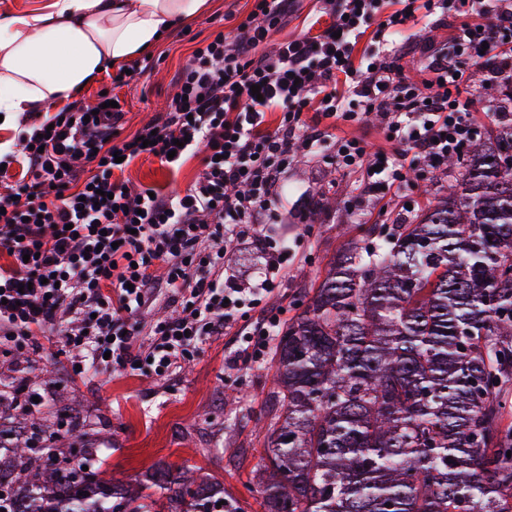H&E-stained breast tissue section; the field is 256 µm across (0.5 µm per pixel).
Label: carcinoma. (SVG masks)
I'll return each mask as SVG.
<instances>
[{"mask_svg":"<svg viewBox=\"0 0 512 512\" xmlns=\"http://www.w3.org/2000/svg\"><path fill=\"white\" fill-rule=\"evenodd\" d=\"M509 150L503 132L448 158V195L349 242L278 331L262 512H512ZM40 440L0 456V512H148L153 487L168 512H242L188 469L114 485L82 443Z\"/></svg>","mask_w":512,"mask_h":512,"instance_id":"obj_1","label":"carcinoma"}]
</instances>
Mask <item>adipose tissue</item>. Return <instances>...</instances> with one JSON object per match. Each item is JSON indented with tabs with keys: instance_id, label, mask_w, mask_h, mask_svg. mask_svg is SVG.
Instances as JSON below:
<instances>
[{
	"instance_id": "1",
	"label": "adipose tissue",
	"mask_w": 512,
	"mask_h": 512,
	"mask_svg": "<svg viewBox=\"0 0 512 512\" xmlns=\"http://www.w3.org/2000/svg\"><path fill=\"white\" fill-rule=\"evenodd\" d=\"M207 0H51L44 11L0 17V119L49 111L101 68L148 52Z\"/></svg>"
}]
</instances>
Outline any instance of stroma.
<instances>
[{
  "label": "stroma",
  "instance_id": "obj_1",
  "mask_svg": "<svg viewBox=\"0 0 512 512\" xmlns=\"http://www.w3.org/2000/svg\"><path fill=\"white\" fill-rule=\"evenodd\" d=\"M253 0H210L209 9L165 37L149 53L147 69L127 86L113 88L107 74L86 86L77 103L94 104L101 92L117 91L125 101L122 136L128 137L163 112L176 78L197 43L217 31L233 36L250 12ZM201 168L200 156L179 170L158 158L142 157L122 173L133 187L155 186L185 192ZM284 199L267 226L266 237L248 238L224 256L227 275L238 282L258 276L262 250L287 252L288 270L279 279L276 299L294 315V299L319 283L329 262L347 243L365 236L377 224L389 223L378 203L355 205V176L310 157L293 162L283 176ZM244 337L217 336L175 375L161 377L153 367L133 371L105 362L75 372L72 353L54 337L18 350L0 348V428L28 416L35 427L53 433L52 445L68 447L72 435L58 424L55 411L66 406L82 416L93 443L90 468L106 477L136 482L151 467L188 466L218 482L224 495L244 512H261L259 495L249 491L263 453L265 427L274 414L266 396L273 386L270 361L234 363ZM37 389L40 405L16 392L20 383Z\"/></svg>",
  "mask_w": 512,
  "mask_h": 512
}]
</instances>
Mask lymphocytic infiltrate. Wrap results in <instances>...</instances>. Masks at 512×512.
Returning a JSON list of instances; mask_svg holds the SVG:
<instances>
[{"mask_svg":"<svg viewBox=\"0 0 512 512\" xmlns=\"http://www.w3.org/2000/svg\"><path fill=\"white\" fill-rule=\"evenodd\" d=\"M293 3L254 0L233 37L197 44L166 112L139 136L121 137L120 107L75 106L52 126L30 113L22 152L0 156V165L20 169L0 189V249L9 258L0 265V341L33 346L53 331L81 369L108 356L123 367L149 360L156 372L175 371L209 336L252 321L272 293L284 254H267L245 287L226 278L222 255L245 233L262 234L295 158L320 153L360 174L361 194L386 205L469 151L479 100L462 65L431 43L417 44L415 73L396 60L404 26L441 0H318L331 18L321 33L271 43ZM458 10L463 21L448 41L504 88L487 118L510 119L512 0H460ZM312 107L338 123H378L384 145L372 152L356 136L306 128L302 115ZM198 153L202 170L182 195L128 190L117 178L142 156L173 170ZM161 299L175 311L142 342L138 317ZM65 312L79 326H62Z\"/></svg>","mask_w":512,"mask_h":512,"instance_id":"f902f5d3","label":"lymphocytic infiltrate"}]
</instances>
